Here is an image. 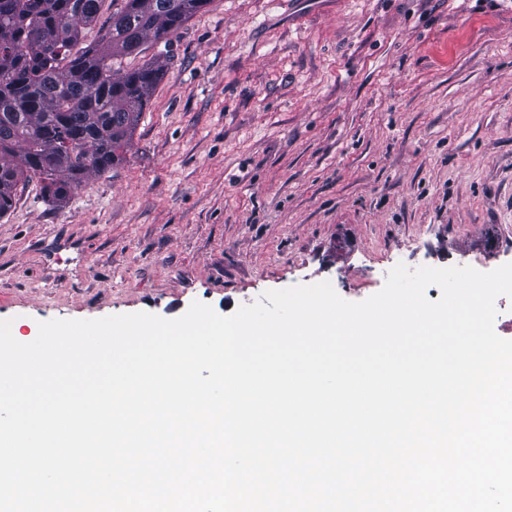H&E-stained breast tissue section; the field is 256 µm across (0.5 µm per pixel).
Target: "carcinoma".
Segmentation results:
<instances>
[{"mask_svg":"<svg viewBox=\"0 0 512 512\" xmlns=\"http://www.w3.org/2000/svg\"><path fill=\"white\" fill-rule=\"evenodd\" d=\"M103 0H0V215L17 185L37 179L63 201L124 159L166 62L127 71L112 60L169 46L211 0H112L98 40L82 46ZM56 186L50 191L45 181Z\"/></svg>","mask_w":512,"mask_h":512,"instance_id":"obj_1","label":"carcinoma"}]
</instances>
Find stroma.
<instances>
[{
	"instance_id": "stroma-1",
	"label": "stroma",
	"mask_w": 512,
	"mask_h": 512,
	"mask_svg": "<svg viewBox=\"0 0 512 512\" xmlns=\"http://www.w3.org/2000/svg\"><path fill=\"white\" fill-rule=\"evenodd\" d=\"M165 55L124 160L0 215V320L266 291L379 292L397 264L512 263V0H211Z\"/></svg>"
}]
</instances>
